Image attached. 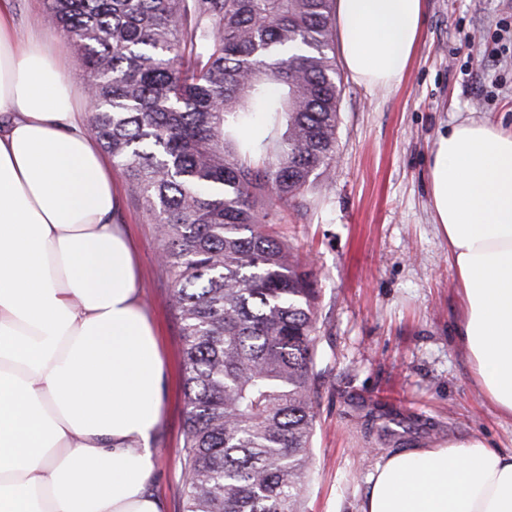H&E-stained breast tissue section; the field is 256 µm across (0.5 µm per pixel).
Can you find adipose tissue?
Masks as SVG:
<instances>
[{
  "mask_svg": "<svg viewBox=\"0 0 512 512\" xmlns=\"http://www.w3.org/2000/svg\"><path fill=\"white\" fill-rule=\"evenodd\" d=\"M425 0H337L346 72L402 81ZM88 98L0 0V512H161L151 490L164 363L139 297ZM433 219L460 301L456 343L512 420V129L464 119L432 151ZM359 512H512V452L484 440L385 456Z\"/></svg>",
  "mask_w": 512,
  "mask_h": 512,
  "instance_id": "1",
  "label": "adipose tissue"
}]
</instances>
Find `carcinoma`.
<instances>
[{
    "mask_svg": "<svg viewBox=\"0 0 512 512\" xmlns=\"http://www.w3.org/2000/svg\"><path fill=\"white\" fill-rule=\"evenodd\" d=\"M334 0H47L89 128L157 226L183 342V512H303L316 277L268 225L331 175Z\"/></svg>",
    "mask_w": 512,
    "mask_h": 512,
    "instance_id": "1",
    "label": "carcinoma"
}]
</instances>
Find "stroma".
<instances>
[{
  "label": "stroma",
  "instance_id": "obj_1",
  "mask_svg": "<svg viewBox=\"0 0 512 512\" xmlns=\"http://www.w3.org/2000/svg\"><path fill=\"white\" fill-rule=\"evenodd\" d=\"M46 0H11L20 32L59 41L75 90L86 85L71 39ZM512 126V0H425L412 65L390 91L341 78L336 162L310 207L275 232L310 262L320 291L312 468L303 512H357L392 451L478 437L512 450V421L484 400L453 336L458 311L448 243L430 203L440 132L460 119ZM118 221L134 243L141 303L164 359V408L152 490L182 512L185 405L180 325L156 226L120 182ZM393 433L383 437L379 427Z\"/></svg>",
  "mask_w": 512,
  "mask_h": 512
}]
</instances>
